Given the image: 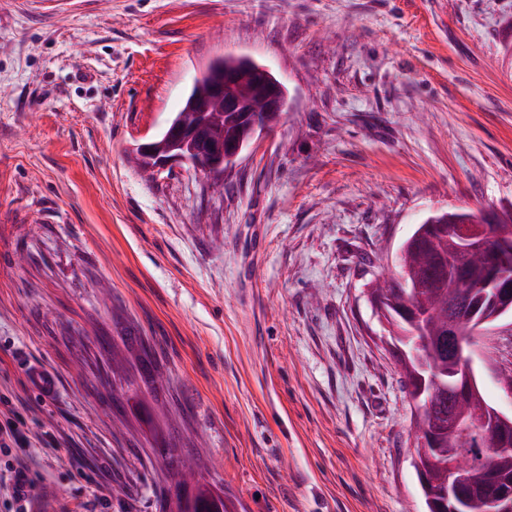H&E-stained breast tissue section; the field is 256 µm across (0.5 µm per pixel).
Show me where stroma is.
<instances>
[{
    "label": "stroma",
    "instance_id": "35a3bbf8",
    "mask_svg": "<svg viewBox=\"0 0 512 512\" xmlns=\"http://www.w3.org/2000/svg\"><path fill=\"white\" fill-rule=\"evenodd\" d=\"M226 55L287 111L221 194L144 178L131 148ZM510 208L512 0H0V393L29 441L0 470L47 512H162L189 452L237 512H425L366 288L431 214ZM475 347L512 414V328ZM24 380L31 391L44 398H51L58 391L54 374L45 366L35 362L25 364ZM6 479L11 483V498L16 505L15 512H28L27 505L30 506L35 496L32 493L33 484L27 475V467L19 465L12 468L4 481Z\"/></svg>",
    "mask_w": 512,
    "mask_h": 512
}]
</instances>
